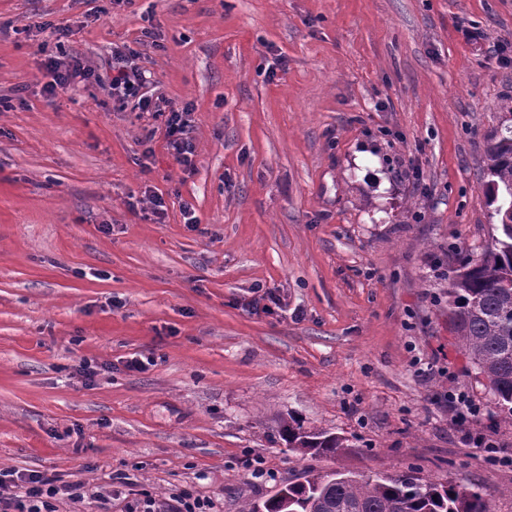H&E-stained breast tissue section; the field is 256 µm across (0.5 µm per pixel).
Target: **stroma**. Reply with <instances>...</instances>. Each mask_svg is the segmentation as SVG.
<instances>
[{"instance_id": "stroma-1", "label": "stroma", "mask_w": 512, "mask_h": 512, "mask_svg": "<svg viewBox=\"0 0 512 512\" xmlns=\"http://www.w3.org/2000/svg\"><path fill=\"white\" fill-rule=\"evenodd\" d=\"M116 46L192 106V169L108 104ZM58 50L99 82L46 99ZM511 96L512 0H0V470L84 484L53 512H238L308 470L512 512V425L451 421L484 397L436 269L496 233ZM293 418L344 455L289 450ZM448 408L451 411L452 418L460 422L475 419L481 414V407L462 393L449 394ZM177 505L168 506L167 509L157 505L154 499L138 500L131 512H216L209 501L194 497L190 493H183L175 499Z\"/></svg>"}]
</instances>
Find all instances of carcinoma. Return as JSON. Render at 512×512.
Instances as JSON below:
<instances>
[{
    "label": "carcinoma",
    "instance_id": "cac0c4a2",
    "mask_svg": "<svg viewBox=\"0 0 512 512\" xmlns=\"http://www.w3.org/2000/svg\"><path fill=\"white\" fill-rule=\"evenodd\" d=\"M486 193L494 204L499 234L476 255L441 273L450 331L490 395L489 414L512 423V214L504 198L512 191V121L487 138ZM288 447L304 455L336 457L346 439L301 424L283 427ZM287 502L271 497L240 512H495L493 495L479 485L423 481L411 474L357 477L342 471L307 472L284 486Z\"/></svg>",
    "mask_w": 512,
    "mask_h": 512
}]
</instances>
